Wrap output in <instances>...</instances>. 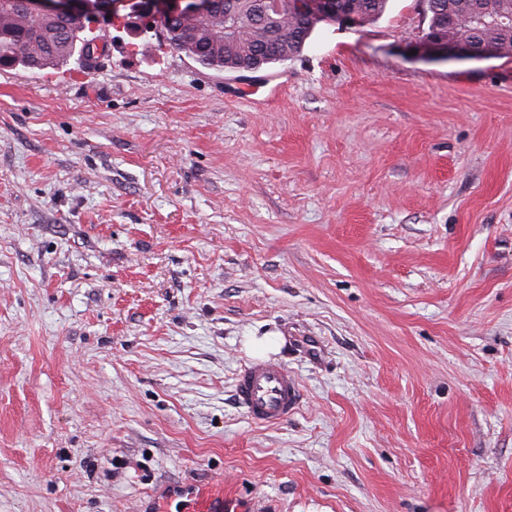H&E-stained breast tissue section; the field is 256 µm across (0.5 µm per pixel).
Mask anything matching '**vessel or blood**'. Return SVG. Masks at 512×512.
Here are the masks:
<instances>
[{
    "mask_svg": "<svg viewBox=\"0 0 512 512\" xmlns=\"http://www.w3.org/2000/svg\"><path fill=\"white\" fill-rule=\"evenodd\" d=\"M235 391L240 408L258 425L286 421L300 402L295 376L286 366L274 362H257L242 368Z\"/></svg>",
    "mask_w": 512,
    "mask_h": 512,
    "instance_id": "vessel-or-blood-1",
    "label": "vessel or blood"
}]
</instances>
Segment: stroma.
<instances>
[{"label":"stroma","mask_w":512,"mask_h":512,"mask_svg":"<svg viewBox=\"0 0 512 512\" xmlns=\"http://www.w3.org/2000/svg\"><path fill=\"white\" fill-rule=\"evenodd\" d=\"M427 26L0 66V512H512V57L422 60ZM269 333L301 403L263 426ZM235 391L240 408L258 425L288 420L300 402L295 376L288 367L274 362H257L242 368Z\"/></svg>","instance_id":"stroma-1"}]
</instances>
